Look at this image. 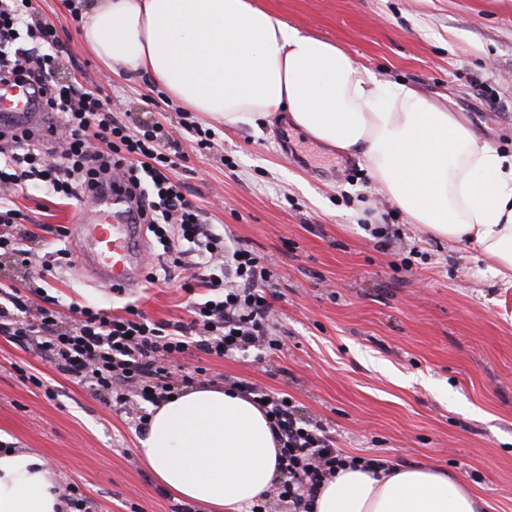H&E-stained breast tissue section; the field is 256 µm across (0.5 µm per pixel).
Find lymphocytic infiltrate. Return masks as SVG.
I'll use <instances>...</instances> for the list:
<instances>
[{"label": "lymphocytic infiltrate", "instance_id": "obj_1", "mask_svg": "<svg viewBox=\"0 0 512 512\" xmlns=\"http://www.w3.org/2000/svg\"><path fill=\"white\" fill-rule=\"evenodd\" d=\"M31 16L32 0H0V85H29L48 122L39 129L0 125V186L35 180L53 196L72 200L121 174L135 203L130 223L146 225L167 257L161 271L148 272L147 282L187 271L209 295L190 302L186 323L153 321L129 305L119 316L85 307L67 324L59 311L0 286V333L35 347L77 382L91 383L114 407L137 415L143 430L148 417L141 405L159 403L174 391L170 365L178 358H232L250 351L259 363L279 350L269 325L271 261L243 244L228 246L203 210L184 197L168 175L182 158L177 140L163 137L157 125L129 126L110 98L56 79L57 30ZM23 36L35 42L36 54L16 48ZM233 386L270 416L280 445L281 476L273 493L287 512H312L322 483L346 466L385 468L382 459L337 448L321 421L300 415L292 396L244 379Z\"/></svg>", "mask_w": 512, "mask_h": 512}]
</instances>
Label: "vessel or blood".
I'll return each mask as SVG.
<instances>
[{"label":"vessel or blood","instance_id":"1","mask_svg":"<svg viewBox=\"0 0 512 512\" xmlns=\"http://www.w3.org/2000/svg\"><path fill=\"white\" fill-rule=\"evenodd\" d=\"M0 101L15 104L21 115L32 106V96L22 86L1 88ZM88 199L76 215L85 270L97 282L109 284L111 291L136 288L145 278L146 249L139 241L140 225L128 221L129 198L115 187L89 193Z\"/></svg>","mask_w":512,"mask_h":512}]
</instances>
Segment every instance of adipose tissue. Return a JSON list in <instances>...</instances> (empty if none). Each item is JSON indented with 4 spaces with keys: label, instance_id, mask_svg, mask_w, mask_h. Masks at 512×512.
Listing matches in <instances>:
<instances>
[{
    "label": "adipose tissue",
    "instance_id": "adipose-tissue-1",
    "mask_svg": "<svg viewBox=\"0 0 512 512\" xmlns=\"http://www.w3.org/2000/svg\"><path fill=\"white\" fill-rule=\"evenodd\" d=\"M82 38L115 74L144 75L182 109L225 129L287 111L318 141L360 155L411 223L470 240L512 272V154L402 84H384L339 46L302 33L254 0H89ZM140 458L157 482L210 512H240L280 477L264 411L232 389L199 384L151 407ZM37 453L0 450V512H63ZM312 512H481L445 471L393 464L339 471Z\"/></svg>",
    "mask_w": 512,
    "mask_h": 512
}]
</instances>
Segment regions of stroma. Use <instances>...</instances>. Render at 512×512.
<instances>
[{
  "instance_id": "1",
  "label": "stroma",
  "mask_w": 512,
  "mask_h": 512,
  "mask_svg": "<svg viewBox=\"0 0 512 512\" xmlns=\"http://www.w3.org/2000/svg\"><path fill=\"white\" fill-rule=\"evenodd\" d=\"M304 33L336 43L378 80L412 88L502 153L512 152V0H256ZM55 25L59 74L102 88L132 120L182 133L185 162L171 176L210 223L275 262L271 323L282 348L255 364L184 358L172 371L196 384L245 379L292 395L349 453L450 472L484 512H512V285L492 274L474 244L451 243L410 223L377 191L361 159L307 137L280 117L261 129L223 124L176 105L155 83L116 79L85 48L70 0H34ZM211 130L199 148L184 125ZM24 213L23 248L66 246L71 262L43 287L58 310L120 315L136 303L159 322H186L183 277L118 294L83 268L74 227L79 201L36 182L6 189ZM371 224L401 239L379 249ZM410 267H403V257ZM44 388L22 381L18 368ZM143 434L90 384L60 373L0 335V447L59 464L87 512H172L178 498L139 459Z\"/></svg>"
}]
</instances>
